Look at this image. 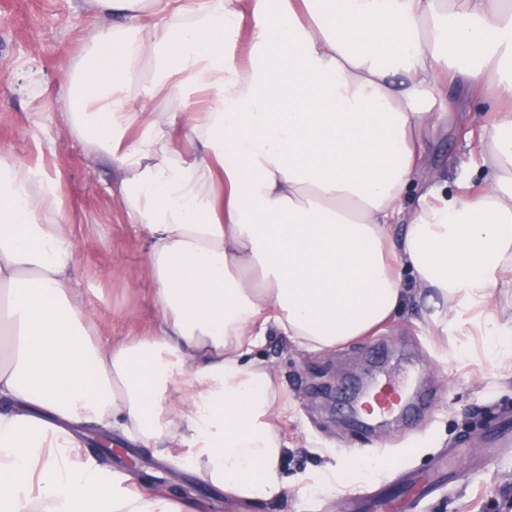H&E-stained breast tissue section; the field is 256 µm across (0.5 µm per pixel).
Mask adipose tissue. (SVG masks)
Instances as JSON below:
<instances>
[{"instance_id":"obj_1","label":"adipose tissue","mask_w":512,"mask_h":512,"mask_svg":"<svg viewBox=\"0 0 512 512\" xmlns=\"http://www.w3.org/2000/svg\"><path fill=\"white\" fill-rule=\"evenodd\" d=\"M90 2L104 23L48 119L147 233L159 319L101 342L61 193L0 150V398L19 406L0 414V512H185L101 479L85 425L187 443L215 487L280 495L273 374L249 358L269 329L332 350L422 298L438 333L467 317L492 347L512 336L491 311L512 288V111L479 126V185L417 184L449 84L490 74L512 99V0Z\"/></svg>"}]
</instances>
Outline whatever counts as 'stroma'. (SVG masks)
Returning a JSON list of instances; mask_svg holds the SVG:
<instances>
[{
  "label": "stroma",
  "instance_id": "1",
  "mask_svg": "<svg viewBox=\"0 0 512 512\" xmlns=\"http://www.w3.org/2000/svg\"><path fill=\"white\" fill-rule=\"evenodd\" d=\"M91 15L90 6L77 0H0V149L41 166L47 179L60 184L63 221L73 230L74 277L102 338L119 339L149 331L157 319L147 239L124 222L108 191V170L62 127L41 120L61 107L65 74ZM480 152L470 125L457 121L439 129L428 145L433 171L451 184L469 175ZM251 357L274 376L275 427L286 449L288 487L272 500L248 503L199 479L187 449L161 461L152 450L135 446L136 455L177 474L179 486L166 483L157 492L184 501L191 512H338V500L359 486L341 475L346 456L409 446V465L425 472L497 402H512V356L491 355L470 324L448 337L434 334L415 302L383 331L334 350L305 351L269 330ZM406 380L434 393L414 419L387 417L368 426L346 405L355 388ZM186 485L191 493H183ZM406 512H512V449L480 470L461 467L455 482Z\"/></svg>",
  "mask_w": 512,
  "mask_h": 512
}]
</instances>
